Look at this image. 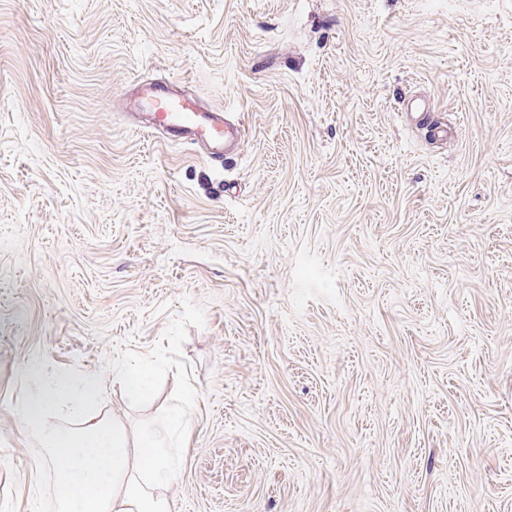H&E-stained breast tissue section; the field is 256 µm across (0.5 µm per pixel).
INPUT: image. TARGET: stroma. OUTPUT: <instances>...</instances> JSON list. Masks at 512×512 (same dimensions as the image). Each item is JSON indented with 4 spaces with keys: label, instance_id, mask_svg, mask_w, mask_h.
<instances>
[{
    "label": "stroma",
    "instance_id": "obj_1",
    "mask_svg": "<svg viewBox=\"0 0 512 512\" xmlns=\"http://www.w3.org/2000/svg\"><path fill=\"white\" fill-rule=\"evenodd\" d=\"M157 79L242 151L134 132ZM33 358L185 410L175 512H512V0H0V512H60ZM117 378L131 401L144 398L149 391V370L141 363L126 365L117 372Z\"/></svg>",
    "mask_w": 512,
    "mask_h": 512
}]
</instances>
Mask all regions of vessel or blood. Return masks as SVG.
<instances>
[{
	"label": "vessel or blood",
	"mask_w": 512,
	"mask_h": 512,
	"mask_svg": "<svg viewBox=\"0 0 512 512\" xmlns=\"http://www.w3.org/2000/svg\"><path fill=\"white\" fill-rule=\"evenodd\" d=\"M141 128L202 156L213 165L237 153L247 134L223 111L203 108L174 82H143L129 92Z\"/></svg>",
	"instance_id": "vessel-or-blood-1"
}]
</instances>
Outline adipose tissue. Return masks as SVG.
<instances>
[{
    "instance_id": "obj_1",
    "label": "adipose tissue",
    "mask_w": 512,
    "mask_h": 512,
    "mask_svg": "<svg viewBox=\"0 0 512 512\" xmlns=\"http://www.w3.org/2000/svg\"><path fill=\"white\" fill-rule=\"evenodd\" d=\"M22 378L31 389L20 405L21 427L42 438L57 461V493L62 512H174L172 499L153 483L172 479L165 448L181 415H165L130 430L101 407V381L93 373L41 378L40 364H25ZM59 413L64 426L48 419Z\"/></svg>"
}]
</instances>
